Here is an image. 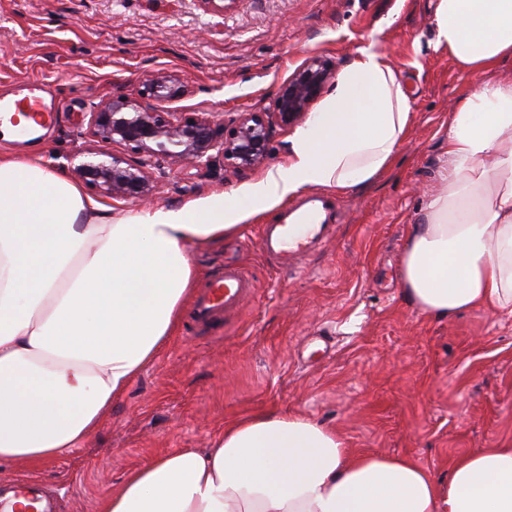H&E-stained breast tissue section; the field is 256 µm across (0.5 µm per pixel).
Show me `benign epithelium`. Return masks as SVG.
<instances>
[{
  "label": "benign epithelium",
  "mask_w": 512,
  "mask_h": 512,
  "mask_svg": "<svg viewBox=\"0 0 512 512\" xmlns=\"http://www.w3.org/2000/svg\"><path fill=\"white\" fill-rule=\"evenodd\" d=\"M335 73L331 60L312 56L280 85L269 106L239 112L228 125L204 113L185 117L162 110V104L185 96L187 88L165 72L151 74L137 95L103 101L90 113L92 145L74 155L73 171L105 196L141 201L156 191L161 162L192 169L218 162L234 171L251 169L265 160L272 129L302 121ZM115 144L134 157L113 153Z\"/></svg>",
  "instance_id": "7a95c632"
}]
</instances>
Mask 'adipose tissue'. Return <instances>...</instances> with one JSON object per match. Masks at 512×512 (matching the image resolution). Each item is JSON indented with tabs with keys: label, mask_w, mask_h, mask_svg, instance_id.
Returning <instances> with one entry per match:
<instances>
[{
	"label": "adipose tissue",
	"mask_w": 512,
	"mask_h": 512,
	"mask_svg": "<svg viewBox=\"0 0 512 512\" xmlns=\"http://www.w3.org/2000/svg\"><path fill=\"white\" fill-rule=\"evenodd\" d=\"M434 50L471 72L512 58V0H437ZM412 118L401 71L358 49L290 140L287 165L241 192L115 216L49 165L0 154V465L79 447L156 358L193 295L187 246L234 233L310 187H364ZM406 300L448 320L512 315V80L451 115L437 190L408 234ZM101 512H512V445L439 477L403 456L351 454L307 417L241 418L206 451L132 471Z\"/></svg>",
	"instance_id": "1"
}]
</instances>
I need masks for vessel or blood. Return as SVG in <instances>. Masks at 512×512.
Masks as SVG:
<instances>
[{"label":"vessel or blood","mask_w":512,"mask_h":512,"mask_svg":"<svg viewBox=\"0 0 512 512\" xmlns=\"http://www.w3.org/2000/svg\"><path fill=\"white\" fill-rule=\"evenodd\" d=\"M13 108L27 110L29 119L43 128L51 126L55 119L54 112L35 96L0 102V112ZM334 230L324 197L314 194L291 207L276 223L265 225L261 231L260 245L267 255L286 257L298 264L306 259L313 248L328 239ZM253 289V282L247 273L236 264H225L198 288L189 319L198 327L222 323L250 299ZM0 512L53 510L49 502L37 493L35 486L21 482L10 486L8 491L0 492Z\"/></svg>","instance_id":"b4317fda"}]
</instances>
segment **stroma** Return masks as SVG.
<instances>
[{
    "label": "stroma",
    "instance_id": "1",
    "mask_svg": "<svg viewBox=\"0 0 512 512\" xmlns=\"http://www.w3.org/2000/svg\"><path fill=\"white\" fill-rule=\"evenodd\" d=\"M436 0H0V97L38 82L56 123L0 151L42 158L74 178L89 112L134 93L150 72L188 88L171 112L215 121L268 105L309 56L344 68L378 46L400 68L412 121L393 167L360 189L331 190L344 221L303 269L268 258L261 225L190 244L198 280L233 261L254 293L223 334L180 320L154 362L113 403L82 447L0 479H43L56 512H100L127 474L182 449L209 448L226 423L261 410L300 414L336 429L356 452L403 455L436 474L462 454L512 441V317L485 309L448 321L404 298L400 265L411 224L437 185L451 114L488 81L512 78V58L480 74L434 50ZM293 131L275 128L259 166L167 170L153 205L179 207L239 190L287 164Z\"/></svg>",
    "mask_w": 512,
    "mask_h": 512
}]
</instances>
